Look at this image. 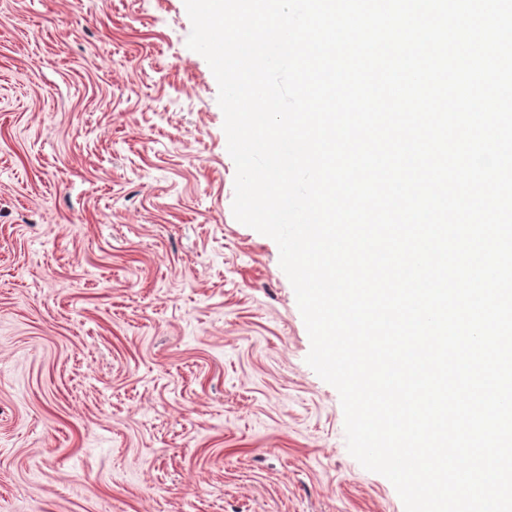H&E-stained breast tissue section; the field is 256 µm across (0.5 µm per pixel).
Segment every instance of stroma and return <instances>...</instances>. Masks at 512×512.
<instances>
[{
  "mask_svg": "<svg viewBox=\"0 0 512 512\" xmlns=\"http://www.w3.org/2000/svg\"><path fill=\"white\" fill-rule=\"evenodd\" d=\"M184 0H0V512H404L232 212Z\"/></svg>",
  "mask_w": 512,
  "mask_h": 512,
  "instance_id": "1",
  "label": "stroma"
}]
</instances>
